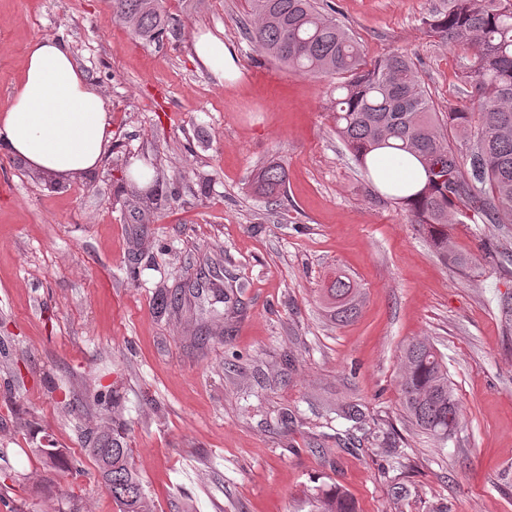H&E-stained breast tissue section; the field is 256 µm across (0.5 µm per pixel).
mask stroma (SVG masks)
<instances>
[{
    "mask_svg": "<svg viewBox=\"0 0 512 512\" xmlns=\"http://www.w3.org/2000/svg\"><path fill=\"white\" fill-rule=\"evenodd\" d=\"M367 59L410 53L439 109L466 88L423 17L442 0H328ZM135 36L109 0H0V109L32 40H67L112 114L103 165L58 185L0 154V512H118L84 439L122 429L154 512H512V275L486 254L512 224L466 215L442 259L336 133L331 77L261 56L245 0H164ZM223 31L241 76L193 44ZM139 160L159 178L137 203ZM285 163L273 199L250 187ZM365 292L332 323L331 277ZM182 294L179 312L156 296ZM443 356L461 407L439 443L401 403L402 350ZM39 448L61 449L49 466ZM310 512H355L348 493L339 486L324 488L309 497Z\"/></svg>",
    "mask_w": 512,
    "mask_h": 512,
    "instance_id": "35a3bbf8",
    "label": "stroma"
}]
</instances>
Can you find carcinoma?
Returning a JSON list of instances; mask_svg holds the SVG:
<instances>
[{
    "mask_svg": "<svg viewBox=\"0 0 512 512\" xmlns=\"http://www.w3.org/2000/svg\"><path fill=\"white\" fill-rule=\"evenodd\" d=\"M249 34L259 51L292 70L337 79L334 121L357 165L371 176L376 150H386L397 166L414 157L424 184L411 194L398 189L389 199L426 231L430 244L448 258V225L465 207L494 224H512V10L502 0H444L422 19L430 37L458 49L467 99L441 112L406 52L392 51L371 62L359 43L319 0H246ZM112 17L140 37L164 34L172 17L162 0H112ZM286 167L272 162L254 175V192L280 193ZM324 311L338 325L359 312L362 291L346 275L325 289ZM402 405L418 428L446 441L459 425L460 406L448 383L441 353L424 341L408 344L402 355ZM87 451L102 467L101 450L112 449V473L99 471L119 512H151L130 449L121 432L85 435ZM310 512H355L339 486L309 497Z\"/></svg>",
    "mask_w": 512,
    "mask_h": 512,
    "instance_id": "carcinoma-1",
    "label": "carcinoma"
}]
</instances>
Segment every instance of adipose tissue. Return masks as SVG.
<instances>
[{
    "mask_svg": "<svg viewBox=\"0 0 512 512\" xmlns=\"http://www.w3.org/2000/svg\"><path fill=\"white\" fill-rule=\"evenodd\" d=\"M194 53L217 78L238 77L235 51L219 37L201 36ZM111 143L106 99L77 65L70 44L34 39L21 83L0 110V153L51 177L76 178L99 168Z\"/></svg>",
    "mask_w": 512,
    "mask_h": 512,
    "instance_id": "obj_1",
    "label": "adipose tissue"
}]
</instances>
